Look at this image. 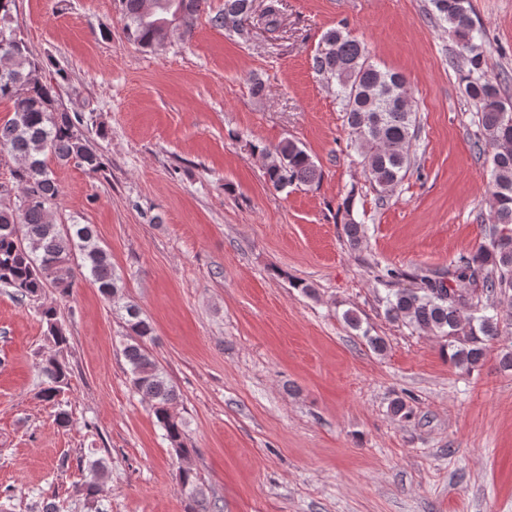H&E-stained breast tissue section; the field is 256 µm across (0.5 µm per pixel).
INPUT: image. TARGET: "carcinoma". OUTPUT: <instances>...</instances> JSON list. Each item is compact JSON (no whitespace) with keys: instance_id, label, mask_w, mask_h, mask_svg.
I'll use <instances>...</instances> for the list:
<instances>
[{"instance_id":"carcinoma-1","label":"carcinoma","mask_w":512,"mask_h":512,"mask_svg":"<svg viewBox=\"0 0 512 512\" xmlns=\"http://www.w3.org/2000/svg\"><path fill=\"white\" fill-rule=\"evenodd\" d=\"M16 0H0V35L10 37L0 48V101L11 103L12 116L0 123V153L17 161L12 171L21 194L0 193V285L14 289L16 297H35L51 283L63 294L74 288L77 276L93 281L112 306L125 312L133 342L124 347L133 388L148 398L159 427L178 458L190 449L184 443V423L171 412L177 399L175 387L151 357L147 339L153 336L150 321L134 305L121 303L123 279L112 265L110 252L99 245L89 224H57L52 216L60 188L51 164L75 163L96 174L101 157L81 133L83 116L60 101L57 88L40 76V66L26 42L11 26ZM252 0H224V9L209 17L216 28L243 33L251 18ZM124 30L129 40L144 48L162 45L171 35L191 34L208 0H120ZM436 20L454 33L459 56L467 73L465 94L478 108L474 145L491 149L487 191L491 201L486 242L460 255L448 278L418 275L414 288L388 289L382 297L386 316L443 340L442 351L453 364L470 371L482 364L488 342L512 328V314L483 303V298L512 294V104L501 94V82L484 71L483 55L476 41L482 30L470 15V0H431ZM277 0L262 13L267 32L280 28ZM312 69L327 85L336 88L351 142L357 146L367 177L381 191H394L411 168L409 148L415 135V113L403 94L404 76L371 61L366 46L342 28L326 31L312 56ZM267 181L277 190L310 186L322 172L307 151L292 139L275 148L266 169ZM344 233L357 247L364 225L351 212V200L342 202ZM41 318L56 347L68 344L53 307ZM41 398L54 402L67 384L69 369L57 355L38 363ZM182 488L200 494L197 476L190 468L179 472ZM87 504L103 512V488L91 476L80 488Z\"/></svg>"}]
</instances>
